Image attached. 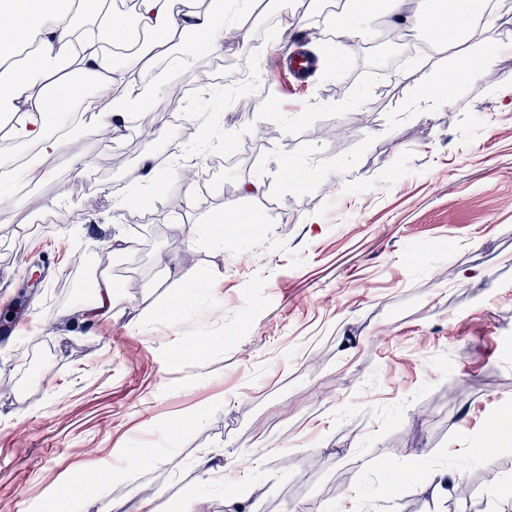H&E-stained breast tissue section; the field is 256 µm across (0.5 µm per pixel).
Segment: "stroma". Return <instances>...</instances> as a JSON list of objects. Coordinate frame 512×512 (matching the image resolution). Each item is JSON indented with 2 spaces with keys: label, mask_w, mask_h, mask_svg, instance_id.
Here are the masks:
<instances>
[{
  "label": "stroma",
  "mask_w": 512,
  "mask_h": 512,
  "mask_svg": "<svg viewBox=\"0 0 512 512\" xmlns=\"http://www.w3.org/2000/svg\"><path fill=\"white\" fill-rule=\"evenodd\" d=\"M343 15L247 0L249 41L202 61H248L251 109L163 60L159 107L181 100L195 137L132 110L51 178L0 179V319H31L0 335V512H512V19L452 103L422 99L452 71L427 32L395 37L414 57L394 73L371 20L289 87L276 53ZM228 202L249 222L225 223ZM105 270L121 302L90 323Z\"/></svg>",
  "instance_id": "stroma-1"
}]
</instances>
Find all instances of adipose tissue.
I'll use <instances>...</instances> for the list:
<instances>
[{
	"instance_id": "adipose-tissue-1",
	"label": "adipose tissue",
	"mask_w": 512,
	"mask_h": 512,
	"mask_svg": "<svg viewBox=\"0 0 512 512\" xmlns=\"http://www.w3.org/2000/svg\"><path fill=\"white\" fill-rule=\"evenodd\" d=\"M176 3L136 0L134 12L126 14L108 8L106 0H0V17L9 19L8 25H0V121L9 120L15 138L36 147L28 173L49 177L43 157L60 153L86 128L78 123L62 137L48 124V98L70 91L76 75L91 77L105 93L126 74H138L129 98L113 102L111 111L95 118V126L109 132L123 123L131 103L154 100L159 92L157 75L145 65V55L180 59L201 45L221 49L224 0H209L202 11L180 10ZM346 13L334 31L340 42L359 34L349 22L353 15L383 16L406 27L415 24L405 0H347ZM430 15L448 25L447 33L435 34L434 41L452 57L454 79L475 77L495 61L500 46L484 37L486 28L500 19L490 0H430ZM134 31L149 33L151 40L144 52L128 57L125 68H116L112 49ZM19 48L28 51L21 66L11 61Z\"/></svg>"
}]
</instances>
